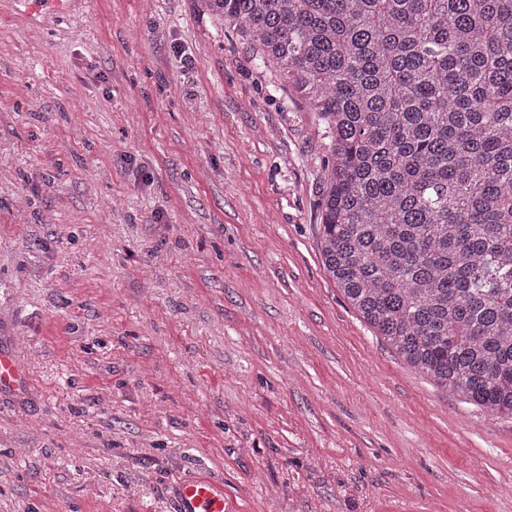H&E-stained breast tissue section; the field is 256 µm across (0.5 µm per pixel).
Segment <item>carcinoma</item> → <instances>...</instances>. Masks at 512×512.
I'll use <instances>...</instances> for the list:
<instances>
[{
	"label": "carcinoma",
	"mask_w": 512,
	"mask_h": 512,
	"mask_svg": "<svg viewBox=\"0 0 512 512\" xmlns=\"http://www.w3.org/2000/svg\"><path fill=\"white\" fill-rule=\"evenodd\" d=\"M330 140L326 274L399 357L512 417V0H205Z\"/></svg>",
	"instance_id": "1"
}]
</instances>
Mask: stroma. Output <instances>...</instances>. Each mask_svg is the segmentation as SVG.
I'll return each mask as SVG.
<instances>
[{"label":"stroma","instance_id":"stroma-1","mask_svg":"<svg viewBox=\"0 0 512 512\" xmlns=\"http://www.w3.org/2000/svg\"><path fill=\"white\" fill-rule=\"evenodd\" d=\"M327 151L203 0L0 12V512H176L197 476L227 512H512V418L327 276ZM26 383L21 365L12 352L0 351V391L18 390Z\"/></svg>","mask_w":512,"mask_h":512}]
</instances>
